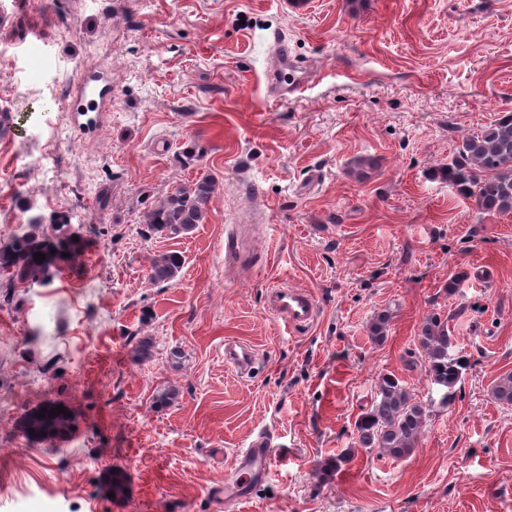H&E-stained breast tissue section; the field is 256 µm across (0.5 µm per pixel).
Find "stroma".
Instances as JSON below:
<instances>
[{"instance_id":"35a3bbf8","label":"stroma","mask_w":512,"mask_h":512,"mask_svg":"<svg viewBox=\"0 0 512 512\" xmlns=\"http://www.w3.org/2000/svg\"><path fill=\"white\" fill-rule=\"evenodd\" d=\"M275 30L312 73L299 96L266 92ZM91 71L112 104L80 137ZM508 113L512 0H0V244L59 215L81 238L46 282L0 269V512H512V406L490 395L512 372V212L435 176ZM200 173L202 224H142ZM167 252L183 267L152 283ZM282 281L315 295L312 328L267 310ZM433 313L470 364L447 406L417 364ZM228 339L255 346L250 375ZM390 373L431 407L401 460L355 429ZM58 406L66 432L27 434ZM261 432L270 476L220 497Z\"/></svg>"}]
</instances>
